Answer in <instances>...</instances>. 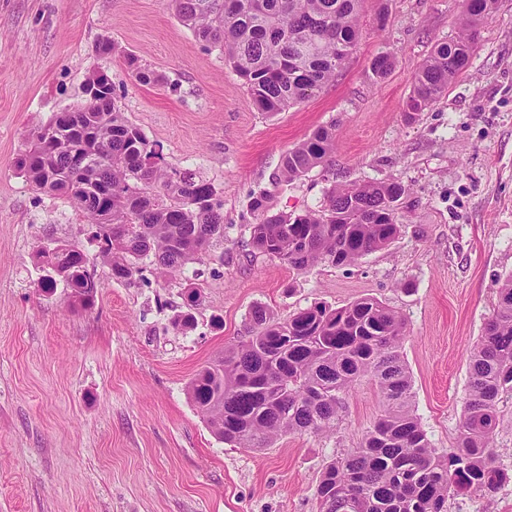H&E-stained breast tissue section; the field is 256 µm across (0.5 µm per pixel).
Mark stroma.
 <instances>
[{
    "label": "stroma",
    "mask_w": 512,
    "mask_h": 512,
    "mask_svg": "<svg viewBox=\"0 0 512 512\" xmlns=\"http://www.w3.org/2000/svg\"><path fill=\"white\" fill-rule=\"evenodd\" d=\"M463 13L464 0H364L362 34L335 79L272 116L170 0H0V512H319L325 465L360 446L384 404L362 380L333 432L287 433L261 449L218 439L187 386L244 340L256 306L285 320L317 302L374 298L399 312L414 412L432 447L454 446L469 357L512 271V0H497L447 93L415 118L405 108L415 70L457 35ZM103 38L117 53H97ZM383 53L394 64L376 80L370 64ZM128 54L157 83L140 84ZM94 73L224 205L223 241L182 276L113 280L82 214L14 168L32 129L82 103ZM322 125L336 133L329 165L284 181L282 155ZM390 178L409 193L384 249L304 273L253 252L254 197L301 213L321 207L332 181ZM59 241L99 270L93 305L64 283L45 288L37 251ZM186 312L191 327L176 330ZM448 512H512V481L449 497Z\"/></svg>",
    "instance_id": "stroma-1"
}]
</instances>
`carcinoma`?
Returning <instances> with one entry per match:
<instances>
[{"label": "carcinoma", "instance_id": "cac0c4a2", "mask_svg": "<svg viewBox=\"0 0 512 512\" xmlns=\"http://www.w3.org/2000/svg\"><path fill=\"white\" fill-rule=\"evenodd\" d=\"M183 26L224 49L260 112L274 115L308 99L334 80L360 37L362 0H170ZM493 0H469L457 37L438 43L414 75L408 117L426 110L465 72L479 26ZM143 84L157 81L138 58L124 56ZM58 116L37 127L15 166L37 190L66 195L95 226L93 238L108 274L130 280L150 269L182 272L224 240V212L212 183L163 156L126 120L115 98L101 97L80 115L82 130L47 139ZM332 126H319L288 149L281 172L300 179L333 150ZM409 188L397 179L335 184L316 211L272 213L266 198L251 245L297 272L328 263L350 265L388 246L401 232L400 201ZM90 305L102 282L69 243L41 249ZM404 318L376 299L340 308L316 303L284 321L263 306L249 314L247 339L200 367L191 398L216 436L241 448H264L291 432L335 428L342 394L362 379L376 386L384 413L361 446L334 459L317 486L321 512H447L448 497L494 493L512 481L491 442L498 404L512 395V272L498 292L493 315L469 358L468 393L456 445L432 448L412 409V377L401 353Z\"/></svg>", "mask_w": 512, "mask_h": 512}]
</instances>
